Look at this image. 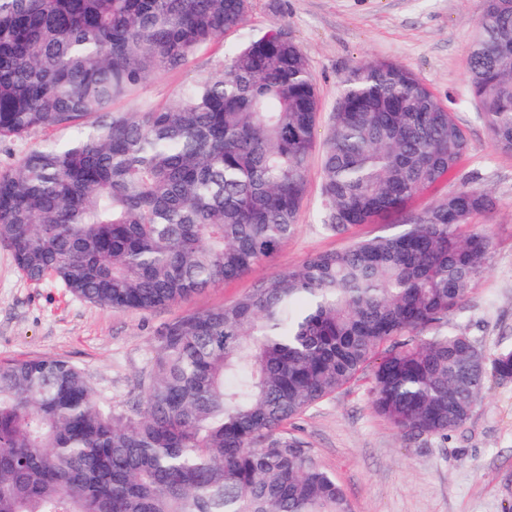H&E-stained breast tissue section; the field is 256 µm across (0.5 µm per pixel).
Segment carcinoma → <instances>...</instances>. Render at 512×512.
<instances>
[{"instance_id":"cac0c4a2","label":"carcinoma","mask_w":512,"mask_h":512,"mask_svg":"<svg viewBox=\"0 0 512 512\" xmlns=\"http://www.w3.org/2000/svg\"><path fill=\"white\" fill-rule=\"evenodd\" d=\"M250 0H0V142L50 128L0 171V245L113 310L151 312L233 280L294 232L319 99L279 26L230 49L171 102H113L185 66ZM469 91L512 151V0H485ZM448 105L407 68L348 70L322 150L320 208L344 234L401 214L467 151ZM497 207L462 186L393 235L308 257L220 307L166 323L141 403L116 413L56 357L0 363V512H352L288 421L374 364L372 409L448 438L512 346L486 355L448 321L487 269ZM429 329L428 336L420 332Z\"/></svg>"}]
</instances>
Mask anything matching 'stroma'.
Listing matches in <instances>:
<instances>
[{"instance_id":"35a3bbf8","label":"stroma","mask_w":512,"mask_h":512,"mask_svg":"<svg viewBox=\"0 0 512 512\" xmlns=\"http://www.w3.org/2000/svg\"><path fill=\"white\" fill-rule=\"evenodd\" d=\"M484 0H252L237 28L185 66L158 75L117 102L124 112L159 106L209 75L230 48L269 26H283L307 57L326 133L342 77L360 62L408 68L440 99H452L469 148L448 179L417 196L410 212L431 207L463 186L494 193L493 213L474 217L490 240L488 269L451 323L486 352L512 345V152L494 148L469 94V43ZM308 193L293 235L274 257L191 300L152 312L102 308L58 282L34 284L0 247V361L62 358L82 371L97 397L131 411L143 395L152 342L167 322L245 294L255 282L298 268L311 255L400 231L399 217L360 224L343 235L320 215L321 154L308 167ZM344 488L353 512H512V381L490 380L471 419L448 439L403 437L371 407V380H358L307 409L285 427Z\"/></svg>"}]
</instances>
